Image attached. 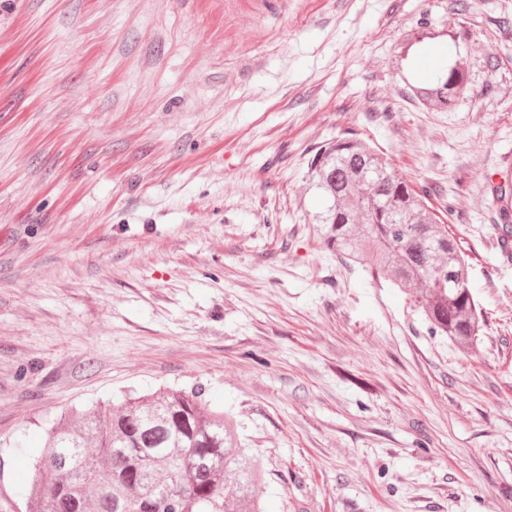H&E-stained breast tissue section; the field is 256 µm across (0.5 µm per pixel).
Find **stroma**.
Returning a JSON list of instances; mask_svg holds the SVG:
<instances>
[{
  "instance_id": "1",
  "label": "stroma",
  "mask_w": 512,
  "mask_h": 512,
  "mask_svg": "<svg viewBox=\"0 0 512 512\" xmlns=\"http://www.w3.org/2000/svg\"><path fill=\"white\" fill-rule=\"evenodd\" d=\"M0 0V512L72 408L202 386L268 512H512V0ZM415 45L401 55L400 39ZM466 58L445 112L408 84ZM371 143L472 256L476 348L330 250L308 162ZM491 205L495 209V224H492L494 234L498 235L501 241H508L512 238V185L497 184L490 186Z\"/></svg>"
}]
</instances>
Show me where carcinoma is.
Instances as JSON below:
<instances>
[{
  "label": "carcinoma",
  "instance_id": "carcinoma-1",
  "mask_svg": "<svg viewBox=\"0 0 512 512\" xmlns=\"http://www.w3.org/2000/svg\"><path fill=\"white\" fill-rule=\"evenodd\" d=\"M434 75L409 85L414 101L445 112L468 91V65L438 53ZM311 186L326 244L399 288L440 335L477 344L482 319L469 283L471 256L427 197L362 140L339 137L315 154ZM494 234L512 238V185L490 187ZM234 414L201 388L120 394L62 415L30 452L23 512H266L264 473Z\"/></svg>",
  "mask_w": 512,
  "mask_h": 512
}]
</instances>
